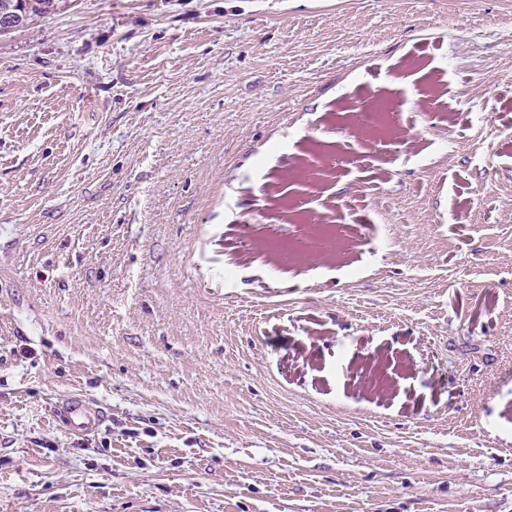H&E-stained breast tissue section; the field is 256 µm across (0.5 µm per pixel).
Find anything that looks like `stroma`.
I'll list each match as a JSON object with an SVG mask.
<instances>
[{"label": "stroma", "instance_id": "1", "mask_svg": "<svg viewBox=\"0 0 512 512\" xmlns=\"http://www.w3.org/2000/svg\"><path fill=\"white\" fill-rule=\"evenodd\" d=\"M0 512H512V0L0 35ZM56 413L61 423L71 432L87 433L93 430L99 421L80 395H73L56 406Z\"/></svg>", "mask_w": 512, "mask_h": 512}]
</instances>
